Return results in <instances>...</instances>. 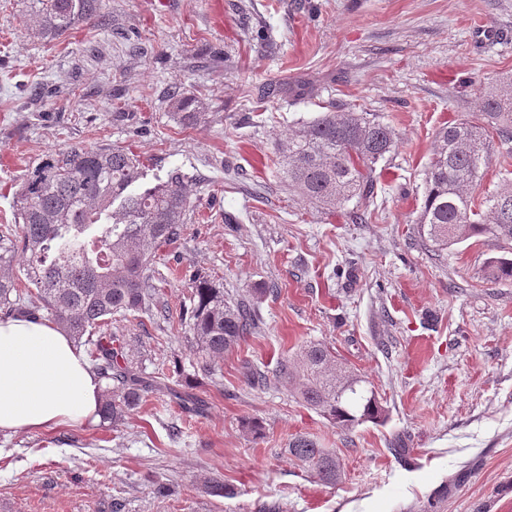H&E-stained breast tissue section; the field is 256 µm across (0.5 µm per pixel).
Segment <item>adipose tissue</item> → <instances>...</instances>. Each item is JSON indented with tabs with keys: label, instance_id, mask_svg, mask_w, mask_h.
Wrapping results in <instances>:
<instances>
[{
	"label": "adipose tissue",
	"instance_id": "adipose-tissue-1",
	"mask_svg": "<svg viewBox=\"0 0 512 512\" xmlns=\"http://www.w3.org/2000/svg\"><path fill=\"white\" fill-rule=\"evenodd\" d=\"M101 394L84 351L55 321L0 320V433L96 422Z\"/></svg>",
	"mask_w": 512,
	"mask_h": 512
}]
</instances>
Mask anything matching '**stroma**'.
I'll return each instance as SVG.
<instances>
[{"label":"stroma","mask_w":512,"mask_h":512,"mask_svg":"<svg viewBox=\"0 0 512 512\" xmlns=\"http://www.w3.org/2000/svg\"><path fill=\"white\" fill-rule=\"evenodd\" d=\"M512 0H105L103 16L45 44L19 0H0V224L22 179L73 149L121 146L147 162L143 186L181 173L184 233L164 248L155 284L179 314L195 274L226 294L267 289L260 331L204 371L184 333L147 316L112 324L134 367L151 376L180 360L185 413L168 397L117 425L0 435V504L10 512H512V283L486 279L497 242L438 251L416 219L439 127L476 114L490 84L512 75ZM185 87L206 120L177 123L168 96ZM270 97L259 98L263 87ZM373 112L395 146L374 173L366 223L289 187L275 143L337 108ZM333 349L388 410L345 432L290 388H251L309 343ZM259 418L263 434L241 429ZM305 434L331 450L334 487L290 457ZM405 449L406 458L397 456ZM182 493L158 498L148 475ZM214 476L234 485L210 495Z\"/></svg>","instance_id":"35a3bbf8"}]
</instances>
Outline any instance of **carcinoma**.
<instances>
[{
    "mask_svg": "<svg viewBox=\"0 0 512 512\" xmlns=\"http://www.w3.org/2000/svg\"><path fill=\"white\" fill-rule=\"evenodd\" d=\"M31 20L32 36L53 41L101 16L105 0H20ZM174 117L193 126L205 119V103L174 87ZM512 156V75L481 98L479 118L439 129L426 173V193L417 220L420 238L441 249L488 236L512 251V184L483 200L471 194L486 165L493 141ZM394 146V131L370 112L329 110L276 145L277 164L288 184L325 209L366 200L374 188L375 164ZM138 156L121 147L78 149L32 174L15 194L19 223L0 225V308L7 314L46 312L75 341L93 348L90 363L104 391L98 416L117 424L151 394L178 400L203 412L193 394L179 391L168 377H146L129 363L123 337L106 331L115 316L156 313L172 323L170 310L156 298L153 284L158 251L180 238L189 196L180 175L139 193L131 187L144 175ZM21 257L30 287L13 272ZM486 276L512 281V257L489 259ZM192 303L179 313L207 367L224 359L259 329L258 313L244 298L224 297L207 275L192 282ZM274 380L294 385L308 408L343 430L382 422L386 408L366 380L336 360L322 344L306 345L294 358L277 362ZM289 455L326 486L341 481V464L316 441L298 435ZM217 497L236 495L222 478L207 483Z\"/></svg>",
    "mask_w": 512,
    "mask_h": 512,
    "instance_id": "carcinoma-1",
    "label": "carcinoma"
}]
</instances>
